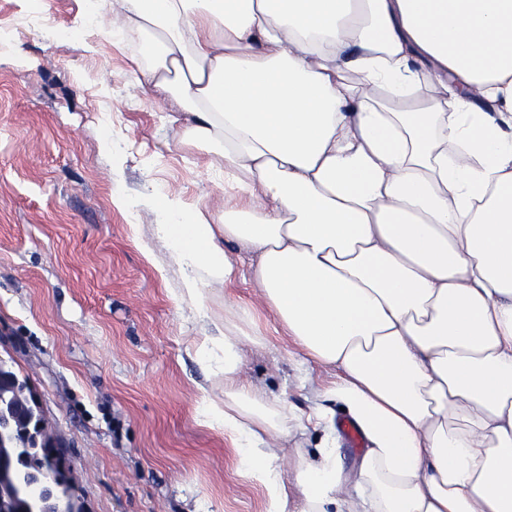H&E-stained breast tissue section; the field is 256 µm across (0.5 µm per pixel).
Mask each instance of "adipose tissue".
<instances>
[{
    "mask_svg": "<svg viewBox=\"0 0 512 512\" xmlns=\"http://www.w3.org/2000/svg\"><path fill=\"white\" fill-rule=\"evenodd\" d=\"M111 25L155 36L171 124L243 194L163 204L179 300L207 320L237 243L332 369L312 419L338 402L366 443L353 475L331 443L297 467L299 512H512V0H121ZM245 325L198 339L224 376L201 415L288 512L291 418L241 377Z\"/></svg>",
    "mask_w": 512,
    "mask_h": 512,
    "instance_id": "1",
    "label": "adipose tissue"
}]
</instances>
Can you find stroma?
I'll list each match as a JSON object with an SVG mask.
<instances>
[{"mask_svg": "<svg viewBox=\"0 0 512 512\" xmlns=\"http://www.w3.org/2000/svg\"><path fill=\"white\" fill-rule=\"evenodd\" d=\"M85 0H0V360L28 381L87 512H265L263 487L197 410L224 396L197 336L247 310L258 342L241 374L280 395L311 460L307 415L326 368L288 335L250 278L207 287L210 323L177 301L182 269L160 204L220 209L224 169L164 120L146 34L71 28ZM166 274H159V267Z\"/></svg>", "mask_w": 512, "mask_h": 512, "instance_id": "35a3bbf8", "label": "stroma"}]
</instances>
